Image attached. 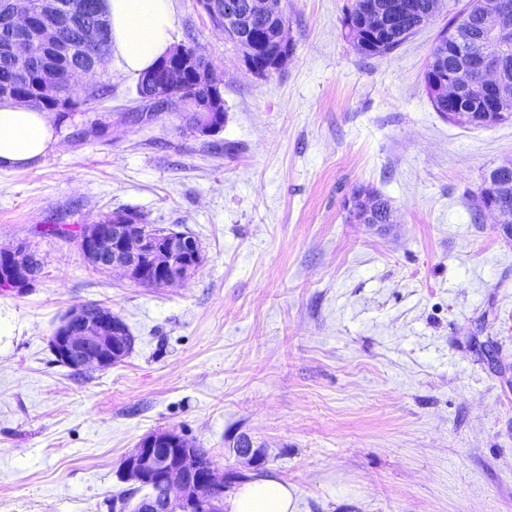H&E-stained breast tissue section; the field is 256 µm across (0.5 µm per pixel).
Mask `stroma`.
<instances>
[{"mask_svg": "<svg viewBox=\"0 0 512 512\" xmlns=\"http://www.w3.org/2000/svg\"><path fill=\"white\" fill-rule=\"evenodd\" d=\"M352 4L284 0L292 54L258 79L197 0H172V44L196 39L223 80L220 133L182 112L130 124L136 78L115 56L110 97L51 113L57 150L0 169V248L45 259L0 291V512H112L120 462L168 427L232 472L228 499L266 475L297 512H512V237L479 204L512 164V120L434 110L423 73L447 14L367 57ZM359 187L391 223L354 217ZM121 210L195 237V274L135 285L39 233ZM90 302L135 344L76 375L50 338ZM242 434L259 464L235 456Z\"/></svg>", "mask_w": 512, "mask_h": 512, "instance_id": "stroma-1", "label": "stroma"}]
</instances>
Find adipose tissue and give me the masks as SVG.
I'll list each match as a JSON object with an SVG mask.
<instances>
[{
    "label": "adipose tissue",
    "instance_id": "adipose-tissue-1",
    "mask_svg": "<svg viewBox=\"0 0 512 512\" xmlns=\"http://www.w3.org/2000/svg\"><path fill=\"white\" fill-rule=\"evenodd\" d=\"M110 21L112 50L129 74L145 72L170 49L174 18L171 0H101ZM58 147L48 113L24 103L0 104V166L20 167ZM230 512H296L294 490L274 478L244 483Z\"/></svg>",
    "mask_w": 512,
    "mask_h": 512
}]
</instances>
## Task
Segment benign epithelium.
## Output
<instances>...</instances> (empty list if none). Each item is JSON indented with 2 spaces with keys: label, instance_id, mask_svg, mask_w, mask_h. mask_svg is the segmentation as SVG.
I'll use <instances>...</instances> for the list:
<instances>
[{
  "label": "benign epithelium",
  "instance_id": "7a95c632",
  "mask_svg": "<svg viewBox=\"0 0 512 512\" xmlns=\"http://www.w3.org/2000/svg\"><path fill=\"white\" fill-rule=\"evenodd\" d=\"M4 16L8 29L0 40L11 49V60L22 70L31 52L26 35L38 32L42 52L47 61L70 53L69 45L51 37L49 19L60 18L64 5L60 0H6ZM203 11L212 14L214 27L232 40L242 41L244 65L253 76L265 78L288 64L291 45L284 36L285 21L278 19L274 0H250L248 14L266 25L274 26L278 55L268 62L257 60L254 40L239 34L237 26L225 17L217 0H198ZM358 13L364 24L386 31H412L409 21L415 17L413 0H391L381 10L375 0H361ZM485 22L478 39L512 43V0H482ZM196 64L185 46L180 45L162 59L157 73L143 76L139 83L147 84L159 99L167 98L180 87L185 70ZM97 68H76L66 74L65 82L54 87L61 97L78 98L95 86L88 78ZM509 75L507 64L492 55L472 56L452 73H438L431 78L434 95L458 103L469 101L472 110L480 112L485 124L512 119L508 104ZM186 108L197 113L195 133L209 135L217 129L215 113L224 111V100L214 95L196 100ZM484 209L497 216L500 230L512 236V181L501 178L496 171L487 175L481 192ZM80 254L88 266L101 273L121 270L132 281L142 285L168 286L191 277L202 261L200 244L193 238L173 235L165 228L148 224L134 211H118L110 218L84 226L80 236ZM30 250L0 249V281L23 289L37 278ZM134 339L123 320L105 307H73L56 327L50 346L54 355L71 370L84 372L89 368L105 369L118 363L132 349ZM236 455L252 463L262 456L261 446L245 435L233 445ZM120 481L133 483L130 497L112 499V512H224V486L230 479L227 472L219 473L212 461L203 464L199 453L184 435L174 428H165L144 436L124 458L119 470Z\"/></svg>",
  "mask_w": 512,
  "mask_h": 512
}]
</instances>
